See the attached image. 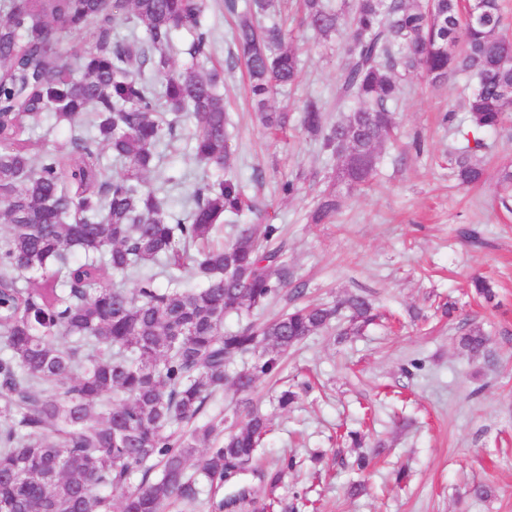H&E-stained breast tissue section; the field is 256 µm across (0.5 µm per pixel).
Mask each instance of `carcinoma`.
Masks as SVG:
<instances>
[{
	"mask_svg": "<svg viewBox=\"0 0 512 512\" xmlns=\"http://www.w3.org/2000/svg\"><path fill=\"white\" fill-rule=\"evenodd\" d=\"M118 4L0 0V512H112L114 488L120 512L196 506L203 485L252 464L268 431L254 411L241 425L202 421L224 386L247 396L258 379L277 377L288 351L343 309L341 338L378 317L354 294L333 307L299 304L262 323L249 319L291 281L277 254L261 249L272 224H238L230 242L212 243L244 201L228 175L224 78L199 65L209 54L205 0H125L143 33L127 42L112 38ZM272 7L248 0L233 40L253 111L279 130L288 114L272 110L270 98L297 84L300 59L282 25L255 27ZM298 10L299 25L320 41L342 38L336 106L347 108L323 135L336 182L313 223L372 179L407 76L433 84L474 76L466 103L473 131L512 123V40L498 0H298ZM88 28L94 46L66 63L59 45ZM182 31L192 37L190 61L177 68L172 43ZM44 114L69 130L65 147L28 136ZM183 116L193 123V159L218 177L196 187L178 214L148 174ZM300 126L323 130L316 101L304 105ZM480 147L476 138L458 149V186L483 177ZM105 149L120 171L102 163ZM232 314L242 322L226 329ZM488 342L477 325L459 340L471 356ZM246 354L257 355L251 369L232 371ZM294 465L282 459L267 473L270 487Z\"/></svg>",
	"mask_w": 512,
	"mask_h": 512,
	"instance_id": "carcinoma-1",
	"label": "carcinoma"
}]
</instances>
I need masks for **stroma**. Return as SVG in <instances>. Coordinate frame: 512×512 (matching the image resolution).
I'll return each mask as SVG.
<instances>
[{"label":"stroma","instance_id":"1","mask_svg":"<svg viewBox=\"0 0 512 512\" xmlns=\"http://www.w3.org/2000/svg\"><path fill=\"white\" fill-rule=\"evenodd\" d=\"M237 21L224 0H207L212 57L201 65L226 64L232 175L250 205L238 221L276 225L268 246L304 284V301L333 304L357 293L383 318L344 343L328 331L290 351L282 381L311 385L290 410L275 409L270 380L256 382L253 404L270 430L254 463L225 478L213 499L223 512H256L269 501L274 512H512V197L499 186L503 169H512V127L482 134L483 179L458 189L450 162L473 135L463 109L467 79L409 78L396 109L398 142L382 150L370 185L344 196L330 222L312 223L321 183L305 182L291 196L282 186L301 172L335 173L320 137L298 125L310 98L323 104L326 125L339 120L341 54L298 34L303 80L272 98L290 115L288 128L272 133L248 104L243 67L226 63ZM173 167L185 180L166 201L178 209L212 172L180 144L150 182ZM477 275L490 281L494 300L472 292ZM448 302L457 307L452 321L441 312ZM463 318L490 335L486 354L461 348ZM351 430L365 434L364 447L383 446L362 473L353 467L360 449L344 439ZM288 455L295 470L270 490L268 472ZM402 467L408 477L399 485ZM478 482L491 486L490 497L472 495Z\"/></svg>","mask_w":512,"mask_h":512}]
</instances>
